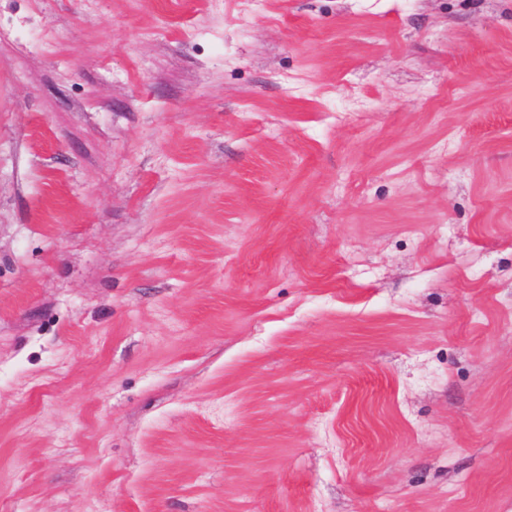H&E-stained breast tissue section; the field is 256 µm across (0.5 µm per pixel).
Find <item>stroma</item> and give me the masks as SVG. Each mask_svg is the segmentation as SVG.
<instances>
[{"label":"stroma","mask_w":512,"mask_h":512,"mask_svg":"<svg viewBox=\"0 0 512 512\" xmlns=\"http://www.w3.org/2000/svg\"><path fill=\"white\" fill-rule=\"evenodd\" d=\"M0 512H512V0H0Z\"/></svg>","instance_id":"1"}]
</instances>
